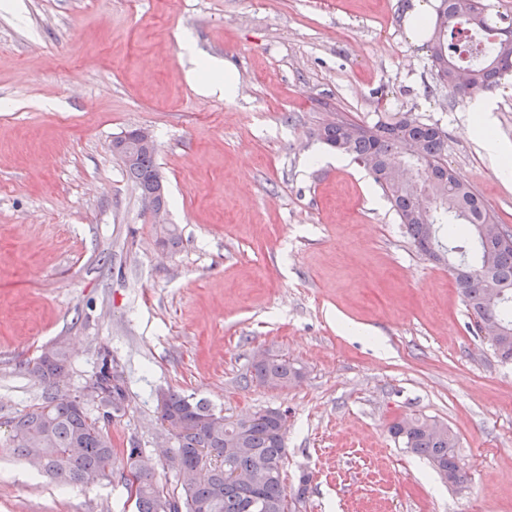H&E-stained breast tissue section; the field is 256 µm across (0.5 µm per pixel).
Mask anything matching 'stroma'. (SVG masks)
<instances>
[{"label":"stroma","mask_w":512,"mask_h":512,"mask_svg":"<svg viewBox=\"0 0 512 512\" xmlns=\"http://www.w3.org/2000/svg\"><path fill=\"white\" fill-rule=\"evenodd\" d=\"M413 0H0V512H133L115 457L59 491L27 479L11 420L49 389L75 394L101 353L129 406L110 426L155 477H177L155 396L236 418L287 414L285 483L303 512H512V364L471 328L447 264L418 253L367 170L311 131L334 107L409 113L448 134V165L512 230V181L439 85ZM192 51H185L184 43ZM224 60L236 97L200 93ZM512 144V77L482 92ZM149 129L178 235L158 227L112 142ZM68 356L55 386L27 364ZM302 369L252 379L257 354ZM440 421L464 465L453 486L389 432Z\"/></svg>","instance_id":"1"}]
</instances>
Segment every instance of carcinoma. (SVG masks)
Instances as JSON below:
<instances>
[{
    "label": "carcinoma",
    "instance_id": "carcinoma-1",
    "mask_svg": "<svg viewBox=\"0 0 512 512\" xmlns=\"http://www.w3.org/2000/svg\"><path fill=\"white\" fill-rule=\"evenodd\" d=\"M439 7L444 9L447 24L440 28L433 23L429 39L431 62L440 64L443 71L439 85L452 84L458 68L468 72L469 81L448 91L454 97H470L499 85L512 72V12L495 10L486 0H446ZM475 27L485 32V48L482 62L470 65L463 55L472 51L469 31ZM331 115L319 122L312 135L360 163L374 156L379 159V166L369 173L413 245L430 258L439 242L457 253L461 266L453 276L474 324L496 319L503 332L491 347L501 360L512 361V245L479 236V225L497 220L480 194L449 173L447 133L436 124H409L402 117L367 124L338 111ZM407 140L418 142L423 153L422 161L410 165L447 198V205L429 220L436 225L433 236L423 226L419 200L391 176L393 160ZM155 156L154 150L143 151L133 162L124 163V168L141 196L163 207L165 194L160 191L162 177ZM491 285L504 293L493 309L486 301ZM66 366L64 350L51 345L43 349L31 373L53 385ZM253 370L256 382L271 388L291 386L302 375L294 365L268 357L254 362ZM91 384L102 391L97 402L102 413L97 417L76 399L57 392L46 394L42 402L14 417L11 440L16 456L57 482L89 485L105 477L114 458L109 424L125 412L128 394L121 371L112 377L100 369ZM156 398L161 427L174 438L181 455L182 466L176 471L179 490H164L152 467L138 468L136 512H290V502L304 501L308 476L300 478L293 495L286 492L284 435L280 434L284 422L272 410L260 411L251 424L238 427L214 413L206 402L178 391H162ZM435 424L431 419L406 417L394 422L389 431L407 451L427 459L442 478L457 486L463 473L456 438L448 426L437 429ZM261 468L267 469L264 481L251 485L248 478ZM227 471L237 472L242 480L228 481Z\"/></svg>",
    "mask_w": 512,
    "mask_h": 512
}]
</instances>
